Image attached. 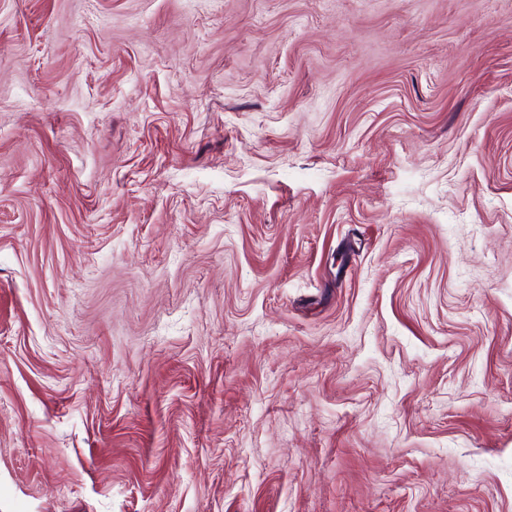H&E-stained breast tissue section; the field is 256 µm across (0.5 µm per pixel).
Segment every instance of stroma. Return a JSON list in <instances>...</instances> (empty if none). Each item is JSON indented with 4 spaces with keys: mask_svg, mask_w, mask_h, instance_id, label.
I'll list each match as a JSON object with an SVG mask.
<instances>
[{
    "mask_svg": "<svg viewBox=\"0 0 512 512\" xmlns=\"http://www.w3.org/2000/svg\"><path fill=\"white\" fill-rule=\"evenodd\" d=\"M0 512H512V0H0Z\"/></svg>",
    "mask_w": 512,
    "mask_h": 512,
    "instance_id": "obj_1",
    "label": "stroma"
}]
</instances>
